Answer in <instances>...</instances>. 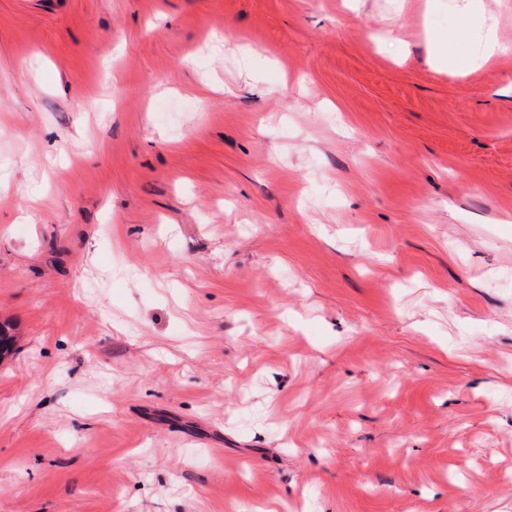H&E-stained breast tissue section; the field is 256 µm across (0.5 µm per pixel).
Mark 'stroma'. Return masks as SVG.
<instances>
[{"label":"stroma","mask_w":512,"mask_h":512,"mask_svg":"<svg viewBox=\"0 0 512 512\" xmlns=\"http://www.w3.org/2000/svg\"><path fill=\"white\" fill-rule=\"evenodd\" d=\"M1 321L0 512H512V0H0Z\"/></svg>","instance_id":"obj_1"}]
</instances>
